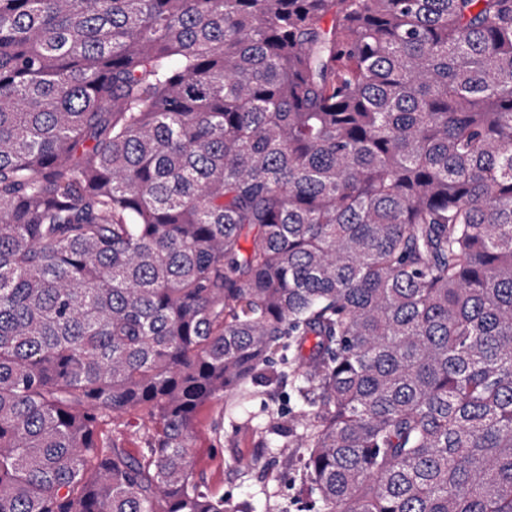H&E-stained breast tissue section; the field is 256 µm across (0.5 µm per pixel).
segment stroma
Here are the masks:
<instances>
[{"label": "stroma", "instance_id": "obj_1", "mask_svg": "<svg viewBox=\"0 0 512 512\" xmlns=\"http://www.w3.org/2000/svg\"><path fill=\"white\" fill-rule=\"evenodd\" d=\"M253 391L235 414H228L221 401L198 411L193 433L196 470L231 504L248 503L255 512H299L296 459L301 450L292 438L267 431L269 413L284 421L299 414L297 396L288 387L257 385ZM150 426L143 412L127 411L103 427L100 443L108 448L117 440L129 453H137Z\"/></svg>", "mask_w": 512, "mask_h": 512}]
</instances>
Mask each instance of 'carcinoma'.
I'll return each mask as SVG.
<instances>
[{
    "instance_id": "carcinoma-1",
    "label": "carcinoma",
    "mask_w": 512,
    "mask_h": 512,
    "mask_svg": "<svg viewBox=\"0 0 512 512\" xmlns=\"http://www.w3.org/2000/svg\"><path fill=\"white\" fill-rule=\"evenodd\" d=\"M256 382L316 512H512V0H0V512H250ZM252 390L233 415L225 398L198 411L193 433L197 473L232 505L249 503L256 512H305L296 501L301 481L296 458L303 448L292 437L266 432L268 411L278 413L282 422L299 414L297 395L288 386L276 391L256 385ZM266 441L269 448H261ZM151 422L138 410L127 411L104 426L100 433V443L104 448H111L112 435L120 438V443L129 453L135 454L142 446L143 436Z\"/></svg>"
}]
</instances>
